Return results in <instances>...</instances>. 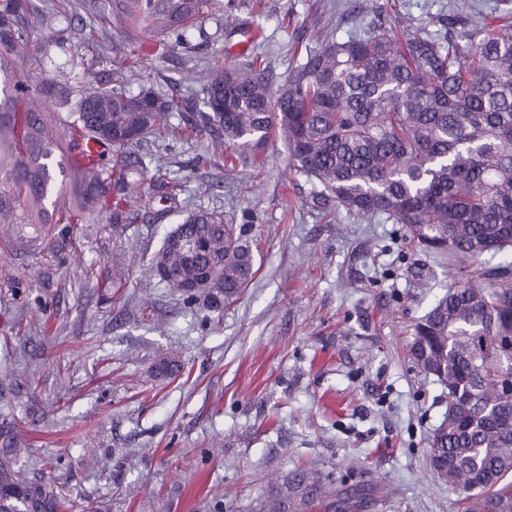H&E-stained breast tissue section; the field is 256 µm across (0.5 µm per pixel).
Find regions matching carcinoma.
<instances>
[{"label":"carcinoma","mask_w":512,"mask_h":512,"mask_svg":"<svg viewBox=\"0 0 512 512\" xmlns=\"http://www.w3.org/2000/svg\"><path fill=\"white\" fill-rule=\"evenodd\" d=\"M212 0H109L110 28L137 38L188 41ZM30 0H0V145L12 159L18 223L71 224L61 199L47 209L54 171L65 172L55 127L22 87L14 56L26 46ZM207 111L192 130L220 139L225 159L281 137L289 166L312 184L310 199L368 223L400 224L414 246L456 268L443 297L416 324L409 355L448 389V413L429 442V466L448 464L466 512H512V0L493 14L457 0L443 29L415 28L400 15L359 35L330 31L280 85L259 56L217 63L200 78ZM182 100L119 83L77 102L76 177L80 209L98 207L129 224L178 184L157 175L145 190L143 156L125 160L149 134L174 136ZM115 149L103 176L97 144ZM173 232L193 251L176 258L193 292L185 308L219 311L237 301L256 269L244 230L224 211L187 216ZM0 512H62L57 486L26 475L21 449L4 433ZM370 489L330 475L295 472L262 502V512H358Z\"/></svg>","instance_id":"carcinoma-1"}]
</instances>
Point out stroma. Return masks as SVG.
<instances>
[{
	"label": "stroma",
	"mask_w": 512,
	"mask_h": 512,
	"mask_svg": "<svg viewBox=\"0 0 512 512\" xmlns=\"http://www.w3.org/2000/svg\"><path fill=\"white\" fill-rule=\"evenodd\" d=\"M22 80L44 115L70 125V98L128 73L182 98L193 123L205 93L194 70L238 62L251 50L284 81L318 30L363 33L357 0H215L201 34L184 44L141 38L126 60L120 36L68 0H31ZM152 168L182 179L164 218L139 213L113 229L105 214L68 228L18 227L0 214V428L25 441L30 477L63 487L65 512H256L300 468L344 486L376 485L363 512H465L462 493L428 465L429 438L448 395L413 363V328L446 292L447 260L414 248L402 225L323 215L311 186L274 138L263 166L234 175L210 137L148 142ZM219 208L243 226L256 274L222 311L186 309L162 284L143 308L141 283L165 235L191 210ZM122 264L125 288L102 293L101 270ZM185 363L168 379L152 368L167 352Z\"/></svg>",
	"instance_id": "35a3bbf8"
}]
</instances>
